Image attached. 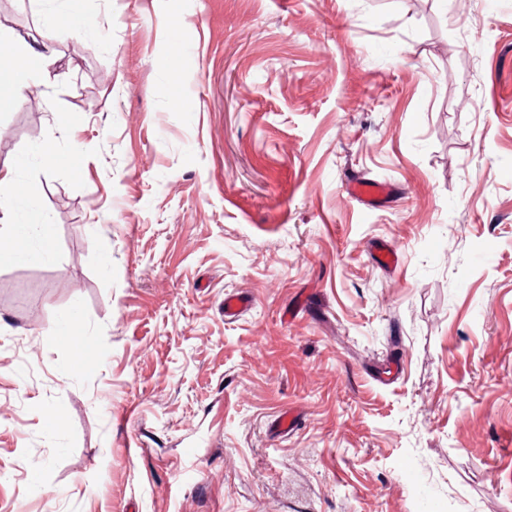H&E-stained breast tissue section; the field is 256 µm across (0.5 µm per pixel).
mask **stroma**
<instances>
[{
	"mask_svg": "<svg viewBox=\"0 0 512 512\" xmlns=\"http://www.w3.org/2000/svg\"><path fill=\"white\" fill-rule=\"evenodd\" d=\"M6 2L0 512H512V0ZM38 51L26 39L0 31L1 55L8 59V77L25 86L29 80H44L54 64V55L48 44ZM18 184L13 167L0 169V263H11L25 257L22 248L12 244L32 237H40V245L49 244L47 229L50 220L40 212H27L22 219L20 215ZM8 241L9 247H1V242ZM348 191L371 205L389 198L395 190L387 183L355 180L349 183Z\"/></svg>",
	"mask_w": 512,
	"mask_h": 512,
	"instance_id": "stroma-1",
	"label": "stroma"
}]
</instances>
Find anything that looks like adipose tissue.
<instances>
[{
	"instance_id": "1",
	"label": "adipose tissue",
	"mask_w": 512,
	"mask_h": 512,
	"mask_svg": "<svg viewBox=\"0 0 512 512\" xmlns=\"http://www.w3.org/2000/svg\"><path fill=\"white\" fill-rule=\"evenodd\" d=\"M0 53L8 60V76L19 85L43 80L54 63L51 48L36 50L26 39L0 31ZM14 168L0 169V263L24 258L21 241L46 237L50 220L40 212L21 213Z\"/></svg>"
}]
</instances>
